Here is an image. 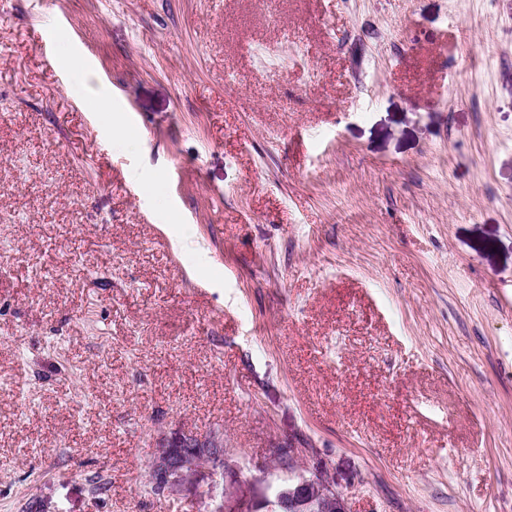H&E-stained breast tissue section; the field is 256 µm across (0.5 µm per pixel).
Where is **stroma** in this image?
I'll return each mask as SVG.
<instances>
[{"instance_id":"1","label":"stroma","mask_w":512,"mask_h":512,"mask_svg":"<svg viewBox=\"0 0 512 512\" xmlns=\"http://www.w3.org/2000/svg\"><path fill=\"white\" fill-rule=\"evenodd\" d=\"M0 264V512H512V0H0ZM154 447L157 449L149 467V479L159 494L180 487L200 462L215 472H224V497L212 512H258L263 506L277 512H351L347 494L322 476L329 469L323 462H317L312 473L298 472L277 480H269L266 464L257 462L253 467L261 475L254 479L264 485L263 493L259 497H247L238 489L240 467L228 456L223 432L178 429L170 434H158Z\"/></svg>"}]
</instances>
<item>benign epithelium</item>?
<instances>
[{"label":"benign epithelium","instance_id":"obj_1","mask_svg":"<svg viewBox=\"0 0 512 512\" xmlns=\"http://www.w3.org/2000/svg\"><path fill=\"white\" fill-rule=\"evenodd\" d=\"M156 453L149 467V479L158 493H171L186 482L200 463L215 472L224 473V497L213 512H259L265 506L269 512H350V499L326 480L322 472L328 465L318 462L313 472L295 473L285 479L267 478V466L255 463L260 473L255 481L264 485L259 497H248L238 489L240 467L229 458L224 446V433H204L178 429L155 438Z\"/></svg>","mask_w":512,"mask_h":512}]
</instances>
